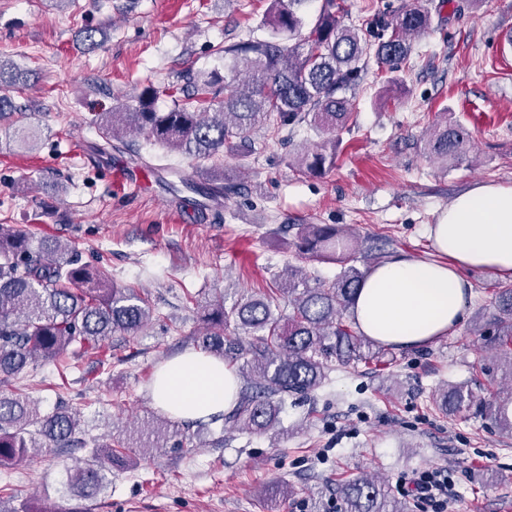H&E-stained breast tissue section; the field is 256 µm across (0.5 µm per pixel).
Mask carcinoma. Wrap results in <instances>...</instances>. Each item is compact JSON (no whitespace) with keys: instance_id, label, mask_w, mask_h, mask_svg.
Returning a JSON list of instances; mask_svg holds the SVG:
<instances>
[{"instance_id":"1","label":"carcinoma","mask_w":512,"mask_h":512,"mask_svg":"<svg viewBox=\"0 0 512 512\" xmlns=\"http://www.w3.org/2000/svg\"><path fill=\"white\" fill-rule=\"evenodd\" d=\"M262 20L269 36H248L218 49L230 78L195 73L182 86L166 89L173 106L155 108L158 90L144 87L125 112H103L96 124L100 152L128 149L126 134L137 132L153 144L197 160H222L252 153L251 133H281L302 125L319 136L288 154V166L310 176L336 168L339 132L347 128L355 96L370 64L389 73L412 53L414 37L432 26V14L404 3L388 14L379 10L362 22L345 21V0H269ZM26 107L0 95V120L17 117L12 141L37 138L25 123ZM470 140L458 121L437 123L424 153L443 165L467 160ZM194 204L241 194L228 176L184 181ZM301 258L332 261L340 271L331 281L301 267L273 279L270 291L244 293L224 310V292L205 302L206 326L196 337L205 353L237 365L239 391L224 423L239 431L261 432L276 422L288 398L307 396L327 380L332 363L363 364L383 374L394 360L390 347L362 334L350 311L365 276L357 266V241L334 225L300 224L291 243ZM288 312H283V309ZM153 307L133 289L111 287L98 269L80 263L76 246L58 238L38 247L20 229L0 225V384L23 375L40 360L62 361L96 355L112 335L136 337L151 321ZM470 335L491 337L512 377V285L495 291L494 309L476 318ZM474 405L472 389L450 384L436 408L455 415ZM498 430L512 435V387L496 391L487 406ZM77 414L58 404L44 412L39 401L0 390V465L15 464L40 448L84 445ZM129 449L107 438L93 445L91 461L66 466L60 489L83 498L107 482L112 460ZM345 512H404L382 485L362 475L338 488Z\"/></svg>"}]
</instances>
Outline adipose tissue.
I'll return each mask as SVG.
<instances>
[{"label": "adipose tissue", "mask_w": 512, "mask_h": 512, "mask_svg": "<svg viewBox=\"0 0 512 512\" xmlns=\"http://www.w3.org/2000/svg\"><path fill=\"white\" fill-rule=\"evenodd\" d=\"M429 235L437 259L397 254L367 271L354 308L364 335L398 349L425 345L461 322L472 295L466 271L512 281V184L458 194ZM236 392L224 361L188 351L158 369L152 398L175 419L203 420L228 410Z\"/></svg>", "instance_id": "obj_1"}]
</instances>
